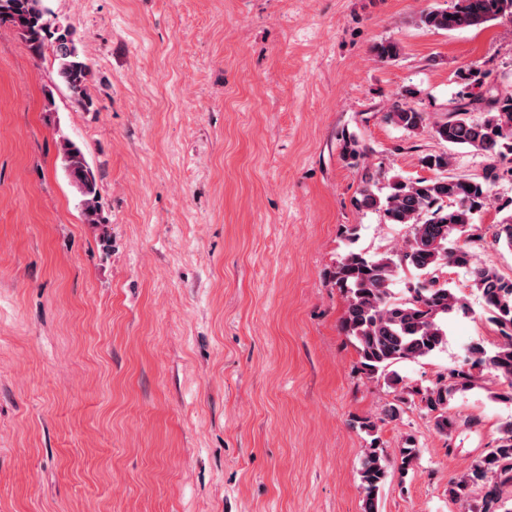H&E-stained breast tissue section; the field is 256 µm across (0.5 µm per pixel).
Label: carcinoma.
I'll use <instances>...</instances> for the list:
<instances>
[{
    "instance_id": "carcinoma-1",
    "label": "carcinoma",
    "mask_w": 512,
    "mask_h": 512,
    "mask_svg": "<svg viewBox=\"0 0 512 512\" xmlns=\"http://www.w3.org/2000/svg\"><path fill=\"white\" fill-rule=\"evenodd\" d=\"M46 0H0V24L13 25L30 49L39 52L50 43L57 60L59 81L84 109L92 106L88 89L92 68L82 52L75 31L50 20ZM507 17L512 20V0H451L446 8L424 9L418 25L452 32ZM478 112L480 116L472 117ZM387 120L412 134L428 128L423 113L407 103L395 104ZM433 136L452 146L472 148L488 164L479 177L450 173L454 156L426 154L421 165L434 172L417 179L394 174L386 191L375 189L369 168L362 174L363 187L355 200L359 209L380 213L391 224L410 229L406 243L380 257L349 251L330 273L333 285L346 295L341 319L342 332L353 340L362 370L369 376L385 375L394 386L402 379L390 371L394 365L425 358L447 343L448 315L468 310L466 299L444 279L448 267L466 271L482 297L484 310L498 327L500 342L488 351L475 342L468 360L425 387L402 385L418 396L435 427L449 434L454 420L449 404L454 393L476 384L480 374H493L507 390L499 397L512 400V279L499 274L491 260L476 251L483 240L478 217L494 203L490 186L503 177L500 162L512 155V91L491 87L484 92L465 93L448 110V118L435 123ZM343 158L357 165L367 148L352 135L342 138ZM62 164L79 195V206L89 224H103L94 171L75 142L60 139ZM494 241L512 249V214L494 225ZM414 270L424 282L407 289L399 299L391 296L389 285L399 272ZM360 427L372 436L359 470L363 490V512H377L378 498L391 468L386 449L374 436L377 424L369 418ZM482 482L485 505L497 503L504 489L512 486V421L500 429L496 446L480 457L471 472L448 483V497L473 512L470 487Z\"/></svg>"
}]
</instances>
